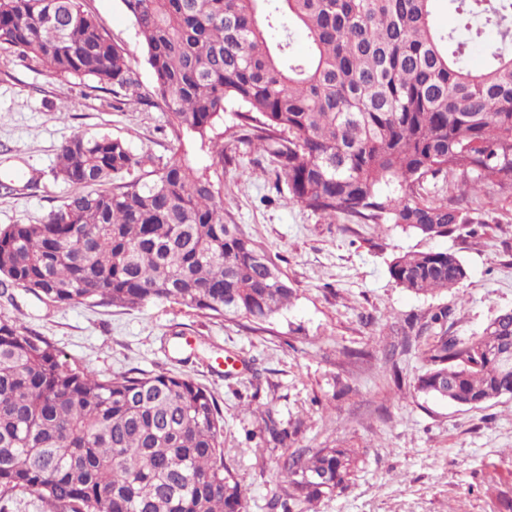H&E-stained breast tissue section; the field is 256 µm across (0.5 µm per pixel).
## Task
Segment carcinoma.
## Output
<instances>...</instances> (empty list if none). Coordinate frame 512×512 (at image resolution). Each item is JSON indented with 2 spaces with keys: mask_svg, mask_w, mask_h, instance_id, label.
<instances>
[{
  "mask_svg": "<svg viewBox=\"0 0 512 512\" xmlns=\"http://www.w3.org/2000/svg\"><path fill=\"white\" fill-rule=\"evenodd\" d=\"M122 0L172 124L210 137L237 107L248 142L271 157L289 200L324 217L446 237L484 224L476 209L429 197L460 174L461 196L512 189V0ZM311 44L291 51L292 30ZM488 34L484 64L468 48ZM0 49L55 76L88 77L114 98L138 86L124 49L84 0H0ZM58 174L81 188L40 224L0 230V287L63 307L171 301L256 324L294 295L261 246L224 213L211 178L172 157L147 179L126 142L77 133ZM415 294L456 288L451 251H407L388 265ZM512 310L470 336L420 350L416 390L476 407L512 395ZM223 415L206 389L169 373L100 377L44 337L0 319V499L38 495L55 512H246L224 467ZM351 448H298L278 464L269 507L291 512L346 487Z\"/></svg>",
  "mask_w": 512,
  "mask_h": 512,
  "instance_id": "cac0c4a2",
  "label": "carcinoma"
}]
</instances>
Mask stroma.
<instances>
[{"label":"stroma","instance_id":"35a3bbf8","mask_svg":"<svg viewBox=\"0 0 512 512\" xmlns=\"http://www.w3.org/2000/svg\"><path fill=\"white\" fill-rule=\"evenodd\" d=\"M85 7L125 49L139 93L118 102L92 79L53 76L0 51V229L40 223L73 193L55 174L62 142L79 131L107 134L149 155L131 178L176 153L212 175L225 210L276 261L294 296L256 324L165 300L53 308L12 287L0 295V318L18 320L101 376L171 372L207 387L224 416V463L248 490L247 512H271L285 449L325 447L355 449L360 462L317 512H512V397L470 407L415 389L425 369L419 348L444 333L471 335L512 309V191L480 193L472 205L488 223L443 238L342 214L328 219L290 201L231 108L216 125L224 172L215 175L211 144L175 132L148 101L154 76L122 0H85ZM432 248L461 258L463 283L427 295L396 286L390 261ZM443 307L447 323L431 324ZM408 336L417 340L409 351ZM271 418L293 432L289 444L270 436Z\"/></svg>","mask_w":512,"mask_h":512}]
</instances>
